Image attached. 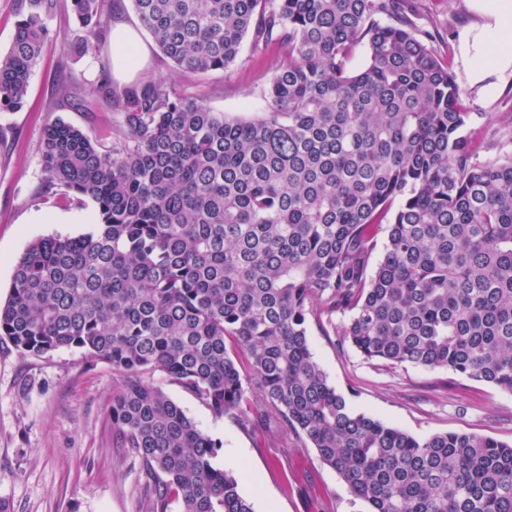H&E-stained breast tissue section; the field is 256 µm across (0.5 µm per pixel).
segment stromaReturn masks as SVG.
I'll return each instance as SVG.
<instances>
[{
    "label": "stroma",
    "instance_id": "35a3bbf8",
    "mask_svg": "<svg viewBox=\"0 0 512 512\" xmlns=\"http://www.w3.org/2000/svg\"><path fill=\"white\" fill-rule=\"evenodd\" d=\"M416 35L437 59L456 68V39L470 16L463 0H406ZM48 25L55 35L35 66L27 103L0 112V301H6L17 259L46 236L90 232L84 221L93 202L76 205L63 190L45 188L42 134L61 119L81 129L102 151L117 140L118 117L105 107L67 98L69 78L94 83L100 63L69 51L81 32L71 0H59ZM138 79L154 78L198 97L216 112L250 117L264 110V92L284 57L280 46L254 52L244 40L226 70L201 75L175 67L150 36ZM465 129L483 161L512 154V85L491 102L470 89ZM316 362L351 407L413 435L472 433L512 444V394L445 369L386 366L339 347L317 324L308 327ZM155 383L222 448L218 467L241 473V495L254 512H367L314 448L296 436L265 447L234 422L217 418L192 395L155 373ZM120 378L110 364L64 348L24 355L0 340V503L7 512H141L145 476L137 459L112 445L108 408Z\"/></svg>",
    "mask_w": 512,
    "mask_h": 512
}]
</instances>
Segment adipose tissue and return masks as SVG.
Instances as JSON below:
<instances>
[{
    "instance_id": "adipose-tissue-1",
    "label": "adipose tissue",
    "mask_w": 512,
    "mask_h": 512,
    "mask_svg": "<svg viewBox=\"0 0 512 512\" xmlns=\"http://www.w3.org/2000/svg\"><path fill=\"white\" fill-rule=\"evenodd\" d=\"M470 22L458 33L457 58L470 88L495 98L512 83V0H464ZM146 53L134 26L112 29V63L118 78L138 72Z\"/></svg>"
}]
</instances>
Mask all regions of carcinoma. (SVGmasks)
Listing matches in <instances>:
<instances>
[{
	"label": "carcinoma",
	"mask_w": 512,
	"mask_h": 512,
	"mask_svg": "<svg viewBox=\"0 0 512 512\" xmlns=\"http://www.w3.org/2000/svg\"><path fill=\"white\" fill-rule=\"evenodd\" d=\"M17 3L0 112L23 108L58 9ZM71 5L85 34L69 49L109 62L101 0ZM132 5L164 58L199 74L228 68L248 35L283 48L265 111L229 118L160 80L99 79L89 93L118 114V144L58 121L41 148L44 185L93 201L99 224L28 244L0 339L112 365L113 444L156 482L143 512H254L156 372L248 433L311 445L369 512H512L511 445L355 411L307 338L314 321L368 361L512 393V157L478 159L449 68L378 20L398 0Z\"/></svg>",
	"instance_id": "carcinoma-1"
}]
</instances>
